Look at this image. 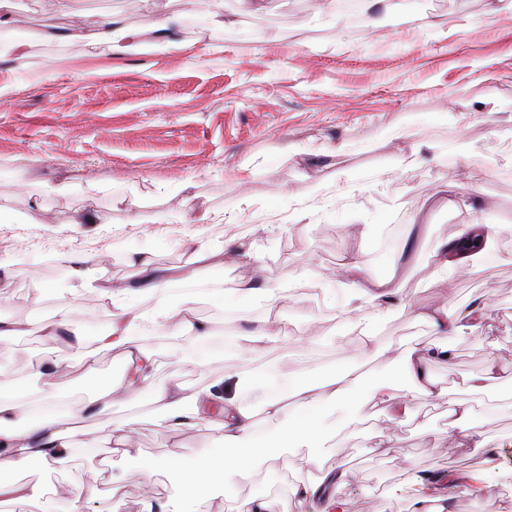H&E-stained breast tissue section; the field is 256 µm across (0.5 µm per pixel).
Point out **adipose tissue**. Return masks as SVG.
Returning a JSON list of instances; mask_svg holds the SVG:
<instances>
[{"mask_svg": "<svg viewBox=\"0 0 512 512\" xmlns=\"http://www.w3.org/2000/svg\"><path fill=\"white\" fill-rule=\"evenodd\" d=\"M449 206L466 212L469 220L457 235L440 241L431 254L435 272L457 266H479L494 252L499 237L512 232V225L486 224L477 217L479 202L473 197L449 193ZM135 261L141 278L137 284L123 288H101L97 298L111 302L115 308L112 326L96 338L97 349L87 348L76 340V356L93 364L98 351L115 353L123 361V376L128 388L152 390V422L165 431H179L200 422L217 428L220 436L209 455L193 467H186L179 453L163 457L134 456L130 453L132 434L138 415L116 416L112 413V386H105L87 400L83 410L91 416H106L111 428L109 453L113 460L132 462L146 477L170 478L180 490L184 504L207 498L214 488L233 492L234 477L256 480L264 467L288 455H304L306 463L319 464L336 453L335 438L339 431L361 425L366 420L368 401L392 406L397 418L408 417L411 400L395 401L392 391L407 383L413 397L447 400L448 430L457 433L463 445L490 449L491 443L474 421L475 409L465 399L452 398L433 372L435 364L449 362L455 336L482 330L486 316L482 303L462 304L455 310L444 306L422 309L417 317L431 325L439 335L432 345L409 344L403 347H380L375 336L364 333L363 346L368 358L382 360L384 370L369 375L361 367L346 362L331 369H321L309 379H291L278 391L268 394L261 409L263 423H256L250 407L230 395L229 386L258 385L257 374L241 375L227 370L224 376L193 390L182 383L157 386L153 383L156 359L140 342L154 333L187 337L197 353L191 358L199 368L206 367L211 355L222 352L224 343L207 323L198 321L191 302L206 297L222 307L226 320L240 318L244 309L263 301L267 309L279 307L285 299L283 290L272 288L254 277L241 278L233 293L208 288L195 276L173 278L157 265L153 251H139ZM366 263L361 255L345 258L340 277L329 288L327 298L340 312L355 321L401 309L406 298L400 289L380 284L362 287ZM153 299L151 310H144L145 299ZM291 398L292 408H285L284 398ZM66 392L51 388L41 397H33L31 380L0 382V467L21 470L35 460L53 465L63 472L73 462L75 432L68 423L64 407ZM26 410L24 422H17L19 410ZM351 477L346 463L323 471L316 480L293 486L286 497H258L244 500L241 512H293L308 499L321 503L320 512H351V502L340 493ZM483 473L461 478L446 473L413 477L415 488L413 512H427L426 506L444 499L449 490L467 495L480 492Z\"/></svg>", "mask_w": 512, "mask_h": 512, "instance_id": "obj_1", "label": "adipose tissue"}]
</instances>
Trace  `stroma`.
Returning a JSON list of instances; mask_svg holds the SVG:
<instances>
[{
  "label": "stroma",
  "instance_id": "1",
  "mask_svg": "<svg viewBox=\"0 0 512 512\" xmlns=\"http://www.w3.org/2000/svg\"><path fill=\"white\" fill-rule=\"evenodd\" d=\"M209 0H13L11 22L0 36L22 48L0 55V80L13 81L0 98V168L16 170L0 180V206L17 223L0 224V317L26 325L25 336L0 348V371L28 375L47 357L71 362L55 383L73 401L119 382L112 353L94 364L73 358L66 337L44 336L41 323L58 311L71 326L92 334L108 331L114 308L94 296L78 297L71 256L86 260L100 283L138 281L133 252L154 249L159 266L173 275L235 287L241 269L226 265L224 247L244 243L260 260L258 277L284 289L273 311L256 306L252 321L228 326L224 313L202 299L194 314L210 322L227 346L206 368L185 363L180 341L143 337L157 358L156 382L198 388L237 361V345L264 320L279 336L263 371L280 378L303 373L302 347L315 348L313 363H358L364 356L359 331L327 304L322 288L335 280L344 257L363 255L372 267L367 285L385 280L408 307L371 323L386 345L428 344L431 329L415 319L429 306L456 307L482 298L488 318L481 333L453 341L451 363L435 367L452 396L471 399L479 426L493 442V456L448 442L447 401L415 399L414 412L389 421L380 406L367 405L359 430L340 435L339 458L353 476L341 493L353 512H411V477L432 472H484L481 503L451 493L432 502L433 512H512V387L495 401L470 395L468 377L488 356L512 365V264L453 267L433 274L429 255L437 240L454 235L466 213L448 207L449 189L484 200L480 221L512 225V10L498 0H397L382 12L378 28L349 26L342 13L317 17L313 0H260L246 10L223 0L227 29L207 23ZM179 14L181 49L155 41L148 25ZM141 30L125 52L97 42L108 16ZM80 28L88 39L73 44L59 32ZM468 113L460 123L459 113ZM347 142L340 158L329 151ZM450 143L457 153L412 164L404 154L425 143ZM342 168L375 171L365 190L340 193ZM66 183V194H45L44 183ZM289 196L293 206L315 213L291 223L288 211L270 212L266 201ZM345 209L347 225L324 217ZM96 223H88V216ZM392 241L374 246L373 225ZM197 238L211 257L188 248ZM35 256L18 265L20 252ZM78 426L84 442L66 472L27 466L19 476L56 487L23 512H57L81 493L89 512H112L111 499L91 486L90 470L110 432L103 417ZM219 436L202 423L177 433L141 418L132 452L161 456L179 452L186 464L207 453ZM315 466L297 458L271 461L255 481L240 482L231 495L213 492L202 512H238L249 497L287 496L313 480Z\"/></svg>",
  "mask_w": 512,
  "mask_h": 512
}]
</instances>
